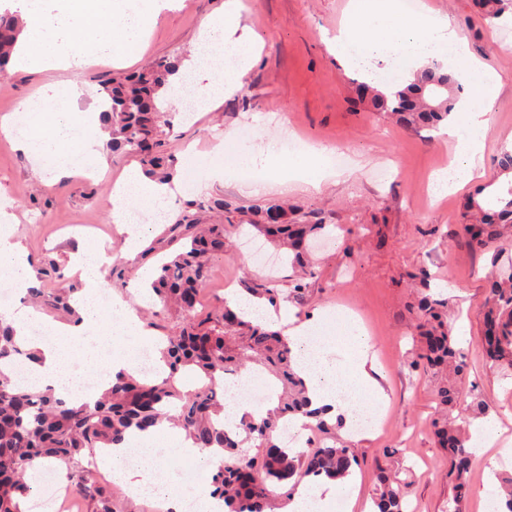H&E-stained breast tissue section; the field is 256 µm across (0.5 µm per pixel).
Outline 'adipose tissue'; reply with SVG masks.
I'll return each mask as SVG.
<instances>
[{
  "mask_svg": "<svg viewBox=\"0 0 512 512\" xmlns=\"http://www.w3.org/2000/svg\"><path fill=\"white\" fill-rule=\"evenodd\" d=\"M22 23L14 69L47 72L66 70L103 59H133L162 10H176L180 0H18ZM239 13L236 0H227L224 12L202 19L201 44L222 47L235 55L238 64L213 81L205 96L212 103L219 95L239 90L255 58L253 43L237 36ZM82 92L75 86H52L50 93L22 103L19 111L0 117V132L10 137L16 147L32 156L44 176L60 171L90 174L99 164L98 151L102 131H89L79 108ZM222 165L215 174H223L224 163L243 170H260L275 177L292 171L295 178L319 187L326 172L309 157L281 164V152L275 142L256 144L242 139L232 149L223 144L214 147ZM179 190L177 181H158L141 170H126L112 194V217L127 234L129 253H136L142 228L124 221V213L136 204L168 210ZM8 198L0 196V275L19 291L35 279L28 254L12 242L16 218ZM104 255L80 250L77 264L82 269L84 288L75 295L73 307L78 319L73 323L43 320L30 309L12 314L10 320L18 343L35 351L36 358L25 361L30 388L49 391L70 403L97 399L117 374L139 375L134 352L113 354L100 363L96 352L85 342L87 333L111 331L113 337L141 336L145 330L137 313L125 301H118L111 318H104L96 299L105 286L100 267ZM224 297L234 308L245 309L250 319L272 329L283 330L294 351L296 366L306 381L310 408L323 412L326 419L341 422L345 429L363 425L368 433L380 430L386 395L366 369L371 345L361 318L354 312L324 310L317 317L322 334L310 338L308 324H292L290 316H278L265 300L237 288L225 290ZM224 457L219 448L197 447L182 429L169 423L128 434L125 443L112 446L101 457L115 484L133 498L149 497L168 512H184V500L162 474L169 459L192 460L200 469L209 470ZM351 479L324 478L303 480L280 512H334L339 498L347 496Z\"/></svg>",
  "mask_w": 512,
  "mask_h": 512,
  "instance_id": "ef3b65f1",
  "label": "adipose tissue"
}]
</instances>
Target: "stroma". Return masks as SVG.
<instances>
[{
  "label": "stroma",
  "mask_w": 512,
  "mask_h": 512,
  "mask_svg": "<svg viewBox=\"0 0 512 512\" xmlns=\"http://www.w3.org/2000/svg\"><path fill=\"white\" fill-rule=\"evenodd\" d=\"M225 0H190L181 10L162 13L139 58L128 65H92L81 70L28 72L14 70L0 78V115L38 95L46 85L75 82L86 100L102 97V85L111 78L139 70L164 56H179L187 76L203 88L210 75L197 48L199 22L223 13ZM434 12L449 18L463 35L470 52L502 76L501 89L488 101L489 129L480 178L441 200L434 199L430 182L455 156L454 143L438 131L411 130L370 112L359 103L351 70L326 43L343 22L348 0H239V33L251 36L256 59L241 89L205 110L187 115L172 113L166 95L157 107L170 118L166 133L176 177L183 191L175 200L174 219L192 214L198 223L217 216L214 201L232 210L253 209L271 201H285L312 211L335 225L336 239L315 251V276L301 303H288L297 320L323 308L349 309L361 317L374 345L379 380L390 402L373 437L342 432L357 448V499L352 512H364L375 493L374 472L383 464L411 468V512H446L451 487L445 477L448 462L436 448L428 429L433 416V382L411 370L416 349L412 333L417 316L412 308L410 273L427 270L433 292L448 301L449 326L464 328L455 337L465 352L468 373L463 391L477 390L496 420V447L474 460L464 512H488L482 493L512 474V462L503 460L499 447L512 445V374L479 349L483 330V279L492 268L491 253H476L464 243L460 226L468 198L487 191L501 194L512 187L503 180L497 158L512 146V22L483 21L473 14V0H424ZM305 138L309 145L335 143L347 154L348 165H359L349 178L331 176L319 188L302 182L269 183L256 193L242 191L232 181L209 183L206 173L215 166L213 147L247 138L255 143L281 141L285 135ZM195 153L196 164L183 165L185 154ZM106 167L91 176L59 173L44 183L36 163L0 135V193L12 201L18 222L13 239L28 253L35 268L54 263L58 277L37 278V287H81V273L73 265L74 246L95 242L110 245L127 267L124 278L108 284L130 307L140 305L133 285L139 269L157 268L175 250L166 225L150 221L143 227L135 257L124 251L125 237L112 221V191L124 171L137 167L130 156L112 154L102 146ZM232 247L211 262V277L203 298L216 304L225 288L239 287L243 277L263 280L276 276L288 290L292 270L281 262L275 268L256 264L251 245H264L255 231L238 234L228 225ZM393 456H384V449Z\"/></svg>",
  "instance_id": "obj_1"
}]
</instances>
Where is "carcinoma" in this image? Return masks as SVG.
Returning a JSON list of instances; mask_svg holds the SVG:
<instances>
[{
    "label": "carcinoma",
    "instance_id": "carcinoma-1",
    "mask_svg": "<svg viewBox=\"0 0 512 512\" xmlns=\"http://www.w3.org/2000/svg\"><path fill=\"white\" fill-rule=\"evenodd\" d=\"M475 6L489 21L512 14V0H475ZM20 31L16 14L0 12L1 77L7 75ZM180 65L178 57H164L103 86L105 110L100 118L111 135L112 152L134 157L146 174L158 180L170 179L174 171L168 163L164 120L156 101ZM464 90L462 73L441 63L419 69L413 80L387 91L368 82L356 85L358 98L371 111L414 128H436L448 122ZM466 213L473 220L461 227L468 246L481 253L493 252V261L499 262V243L512 237V187L507 195L486 204L470 199ZM241 222L286 249L291 266L301 272L285 297L274 279L254 282L246 278L243 290L274 306L282 298L303 299L309 287L306 279L315 274L311 242L328 236L327 225L309 214L290 212L277 202L243 216ZM170 232L173 242L183 239L185 243L160 264L150 284L160 312L175 319V332L162 349L169 377L146 383L121 374L94 402L73 404L50 393L31 391L0 371V512H19L16 496L31 492L27 471L39 458L65 466L66 483L91 503V512H113L112 485L97 483L80 458L120 443L131 429L144 432L168 418L185 430L197 447L222 448L236 457L235 462L218 466L212 476L214 492L224 498L227 512H277L303 478L343 479L358 463L355 449L336 439V424L309 409L306 385L294 369L288 337L245 319L225 300L204 316L198 313L210 261L224 255L228 247L225 224H198L185 215L170 226ZM75 292L73 287L59 288L47 295L44 306L50 311L71 312ZM414 307L419 316L420 352L412 365L435 382L436 409L430 427L437 445L447 452L452 512H462L473 455L469 436L454 426L453 413L461 411L466 361L452 343L448 300L436 298L424 288L417 293ZM483 316V353L511 370L512 263L502 275L488 279ZM22 354L13 326L0 315V363ZM248 363L281 384L274 410L258 420L247 415L240 424L245 440L259 448L251 457L237 454L241 445L238 434L218 422L224 413L222 379L242 372ZM185 369L203 375L200 388L183 390L178 386L176 375ZM296 415L316 420L323 439L292 455L282 446L279 432L283 421ZM373 502L377 512H406V485L398 472L379 468Z\"/></svg>",
    "mask_w": 512,
    "mask_h": 512
}]
</instances>
